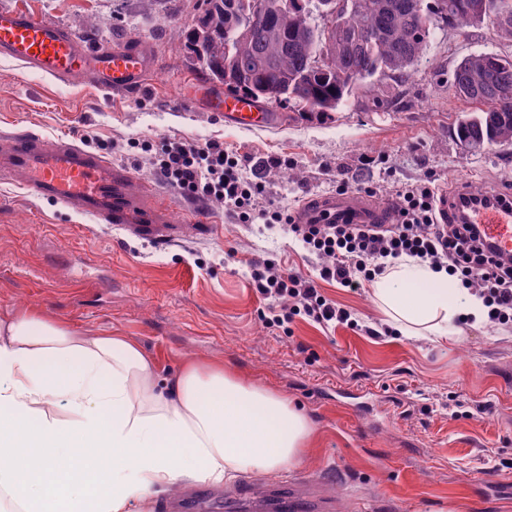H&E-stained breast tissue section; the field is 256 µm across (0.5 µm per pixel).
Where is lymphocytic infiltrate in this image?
<instances>
[{
    "label": "lymphocytic infiltrate",
    "instance_id": "f902f5d3",
    "mask_svg": "<svg viewBox=\"0 0 512 512\" xmlns=\"http://www.w3.org/2000/svg\"><path fill=\"white\" fill-rule=\"evenodd\" d=\"M156 172L183 193L222 200L240 221L258 218L285 224L322 258L318 279L354 291L379 276L386 260L411 256L446 271L464 287H477L489 321L512 324V259L503 260L485 248L477 225L437 223V194L432 182L402 190L394 209V224L372 229L357 224H299L280 211L259 208L258 190L243 178L238 159L215 142L202 147L182 142L166 144L156 162ZM252 281L264 299L289 302L284 312L266 317L267 328L283 327L297 315L323 325L351 321L349 311L319 292L316 279L258 262Z\"/></svg>",
    "mask_w": 512,
    "mask_h": 512
}]
</instances>
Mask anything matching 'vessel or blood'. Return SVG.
<instances>
[{"instance_id": "obj_1", "label": "vessel or blood", "mask_w": 512, "mask_h": 512, "mask_svg": "<svg viewBox=\"0 0 512 512\" xmlns=\"http://www.w3.org/2000/svg\"><path fill=\"white\" fill-rule=\"evenodd\" d=\"M0 56L17 60L53 78L80 77L104 89L132 93L144 87L153 72L145 41L126 39L91 46L63 26L40 19L22 8L0 9ZM211 111L223 113L237 127H266L276 121L270 108L221 86H204L199 94ZM0 151V179L30 189L40 198L71 206L95 220L123 225L139 239L169 243L177 228L165 225L169 198L156 188L137 184L125 167L63 139L30 131L11 134ZM438 221L456 215L481 225L487 241L502 255H512V193L488 188L479 193L440 194ZM390 205L356 193L308 199L296 212L301 224H391ZM311 501L272 491L253 504L255 512H307Z\"/></svg>"}]
</instances>
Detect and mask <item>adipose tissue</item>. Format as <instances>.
Here are the masks:
<instances>
[{"label": "adipose tissue", "instance_id": "ef3b65f1", "mask_svg": "<svg viewBox=\"0 0 512 512\" xmlns=\"http://www.w3.org/2000/svg\"><path fill=\"white\" fill-rule=\"evenodd\" d=\"M372 299L407 336L483 323L475 290L409 258ZM313 435L287 397L223 368L186 366L166 391L121 336H84L34 313L0 319V512H150L176 484L221 488L301 464Z\"/></svg>", "mask_w": 512, "mask_h": 512}]
</instances>
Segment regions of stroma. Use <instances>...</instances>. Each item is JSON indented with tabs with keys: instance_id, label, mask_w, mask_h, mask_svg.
<instances>
[{
	"instance_id": "obj_1",
	"label": "stroma",
	"mask_w": 512,
	"mask_h": 512,
	"mask_svg": "<svg viewBox=\"0 0 512 512\" xmlns=\"http://www.w3.org/2000/svg\"><path fill=\"white\" fill-rule=\"evenodd\" d=\"M11 7L96 45L147 42L154 73L125 95L0 57V135L32 130L72 140L127 167L170 195V223H187V198L160 179L154 157L174 140L223 144L245 176L262 182L260 206L287 214L343 181L350 192L391 204L426 179L440 192L512 188V146L461 147L455 122L476 106L439 86L465 56L512 54V41L489 24L438 31L407 83L382 81L393 99L388 111L363 99L330 119L280 106L273 126L245 129L183 102L189 82L208 80L180 35L198 17L196 0H0V9ZM204 205L211 232L158 246L0 181V319L34 309L93 335L127 337L159 380L189 361L221 364L300 406L315 432L302 464L210 489L211 512L281 487L323 501L325 512H512V487H479L491 466L512 484V326L464 322L450 341L385 336L370 286L322 281L321 293L348 309L356 326L297 316L269 329L253 263L312 276L317 257L285 225L243 223L222 202ZM459 394L468 400L461 412L453 403Z\"/></svg>"
}]
</instances>
